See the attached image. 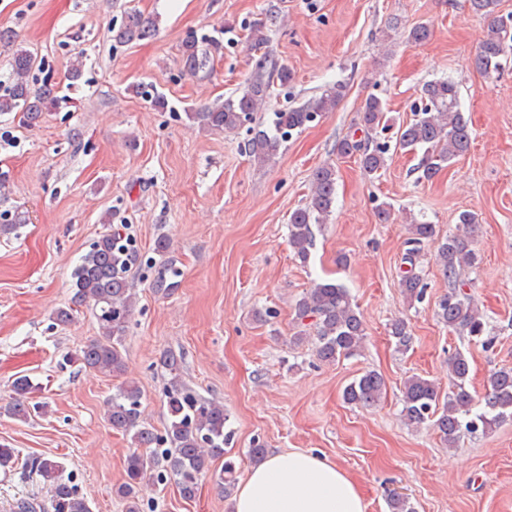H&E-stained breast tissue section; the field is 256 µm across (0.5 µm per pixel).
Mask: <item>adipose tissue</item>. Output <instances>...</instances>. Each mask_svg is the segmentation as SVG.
<instances>
[{"instance_id":"1","label":"adipose tissue","mask_w":512,"mask_h":512,"mask_svg":"<svg viewBox=\"0 0 512 512\" xmlns=\"http://www.w3.org/2000/svg\"><path fill=\"white\" fill-rule=\"evenodd\" d=\"M357 482L335 462L301 450L267 456L233 498L232 512H365Z\"/></svg>"}]
</instances>
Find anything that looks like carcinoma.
Segmentation results:
<instances>
[{
	"label": "carcinoma",
	"instance_id": "carcinoma-1",
	"mask_svg": "<svg viewBox=\"0 0 512 512\" xmlns=\"http://www.w3.org/2000/svg\"><path fill=\"white\" fill-rule=\"evenodd\" d=\"M472 10L490 20L485 38L474 58L475 68L486 77H495L503 69L502 59L512 52V15H501L499 0H470ZM157 21L136 10L128 12L113 40L128 43L152 35ZM181 63L184 70L195 72L206 66L207 57L199 53L198 40L190 36L182 43ZM31 54L20 47L11 57L13 79L0 94V112H17L26 126L36 124L42 113L57 107L60 99L54 95L53 85L46 82L35 89L29 75ZM274 72L282 84L291 80L288 68L276 66L273 60L262 57L256 64L248 88L242 95L229 97L224 104L186 113L187 119L202 129L234 131L253 120L267 103L270 82L266 74ZM346 86L336 83L326 88L308 106L289 108L272 113L271 133L258 134L252 144L257 158L268 161L275 157L289 136L304 129L316 118L333 111L345 97ZM421 98L425 105L413 121L398 130L396 146L409 151H421L418 171L420 178L432 180L453 160L463 156L471 144L468 119L462 112L457 84L448 79L431 80L423 84ZM386 119L382 101L371 95L364 100L360 122L364 130L377 128ZM342 155H359L361 168L374 175L384 168L387 146H364L352 138H343L336 145ZM309 201L295 209L288 218L289 244L296 259L305 264L309 260L313 230L316 224L329 220L336 203V171L329 164L318 167L312 175ZM458 224L466 234H450L437 241V259L448 278V293L438 304V317L448 328L463 335L491 344L487 336V316L464 291L463 272L475 265L477 253L471 248V237L477 228V219L469 211L458 216ZM411 237L404 263L400 288L408 303L420 302L426 295V285L416 271V257L420 246L435 236L432 224L410 222ZM138 260V254L128 237L118 229L107 228L94 241L90 250L71 272L72 300L78 305L92 304L102 336L85 345L78 353L66 357L69 363L82 368L121 376L125 372L122 352L134 317V301L128 284V273ZM295 316L300 322L311 321L315 336V353L319 361L333 363L337 358L358 354L366 333L363 320L347 288L334 280L317 282L295 303ZM391 336L399 349L405 350L412 337L407 322L396 320L390 327ZM171 376L166 389L167 424L165 438L152 430L138 427L141 414V390L129 381L122 383L119 392L108 405L107 419L112 428L133 432L136 449L126 459L125 480L116 489L117 496L127 502L128 512H138L135 490L147 476L151 459L140 449L162 442L170 445L166 458L182 496H195L199 482L209 471L212 460L224 455V444L230 435L224 432L226 415L218 401L198 397L185 387L180 379L181 356L166 353L161 359ZM469 360L461 352L450 360V387L442 400L438 385L422 376H412L404 383L403 416L410 425H431L448 446H456L461 434L487 433L503 420L512 417V368H502L490 378L489 389L482 397L474 395L468 385ZM384 381L375 372H367L352 381L344 390L349 403L372 406L382 394ZM13 401L8 412L19 419L30 414L28 399L33 385L27 376L15 378L12 385ZM29 472L41 478L48 493V502L20 499L14 512H91L87 499L71 478L64 476L65 465L55 457L37 456L25 461Z\"/></svg>",
	"mask_w": 512,
	"mask_h": 512
}]
</instances>
